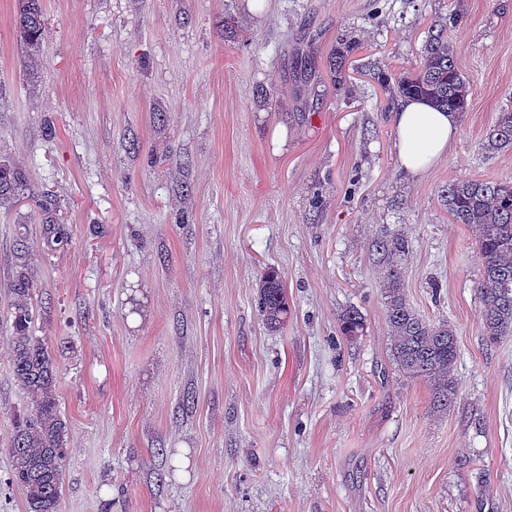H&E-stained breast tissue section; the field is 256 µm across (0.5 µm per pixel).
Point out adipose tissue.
I'll return each instance as SVG.
<instances>
[{
  "label": "adipose tissue",
  "instance_id": "adipose-tissue-1",
  "mask_svg": "<svg viewBox=\"0 0 512 512\" xmlns=\"http://www.w3.org/2000/svg\"><path fill=\"white\" fill-rule=\"evenodd\" d=\"M396 122L401 162L406 170L419 174L447 154L458 131L459 115L406 98L400 102Z\"/></svg>",
  "mask_w": 512,
  "mask_h": 512
}]
</instances>
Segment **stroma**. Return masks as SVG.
<instances>
[{
  "label": "stroma",
  "mask_w": 512,
  "mask_h": 512,
  "mask_svg": "<svg viewBox=\"0 0 512 512\" xmlns=\"http://www.w3.org/2000/svg\"><path fill=\"white\" fill-rule=\"evenodd\" d=\"M43 6L33 56L0 0V155L73 243L46 252L27 203L0 205V512H26L8 484L31 409L6 324L22 224L69 426L60 512H512V334L487 343L473 235L441 198L457 178L512 182V148L487 147L512 109V0ZM439 24L469 105L414 175L383 80ZM385 231L408 242L412 307L456 329L448 413L393 363ZM267 268L288 299L276 331ZM258 309L265 325L277 329L288 318V300L281 278L274 270L266 271L259 282Z\"/></svg>",
  "instance_id": "35a3bbf8"
}]
</instances>
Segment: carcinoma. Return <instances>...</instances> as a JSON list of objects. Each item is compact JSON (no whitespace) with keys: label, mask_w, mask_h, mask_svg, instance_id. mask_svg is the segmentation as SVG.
Returning <instances> with one entry per match:
<instances>
[{"label":"carcinoma","mask_w":512,"mask_h":512,"mask_svg":"<svg viewBox=\"0 0 512 512\" xmlns=\"http://www.w3.org/2000/svg\"><path fill=\"white\" fill-rule=\"evenodd\" d=\"M43 22L41 0H18L17 28L27 49L39 51ZM389 93L393 98H419L439 110H467L470 86L455 62L447 29L429 36L418 69L400 74ZM487 141L494 149L512 146V111L498 113ZM442 197L453 223L465 225L475 237L481 266L476 287L480 319L487 340L495 342L512 332V183L457 179L448 184ZM25 198H34L25 176L0 157V203ZM34 219L41 224L47 251L56 253L71 246L70 230L59 223L57 207L38 204ZM378 247L386 259L384 299L393 361L406 377L428 383L433 411L445 413L457 399L455 329L446 321L423 317L408 303L397 261L405 252V241L385 233ZM34 285L28 243L20 233L14 246L7 317L13 376L32 410L16 418L8 451L13 481L25 492L26 512H58L68 426L58 406L56 360L44 340L33 334ZM258 309L270 329L279 328L288 318L285 288L274 270L260 279ZM362 327L358 311L352 309L342 316L343 335L355 336Z\"/></svg>","instance_id":"cac0c4a2"}]
</instances>
